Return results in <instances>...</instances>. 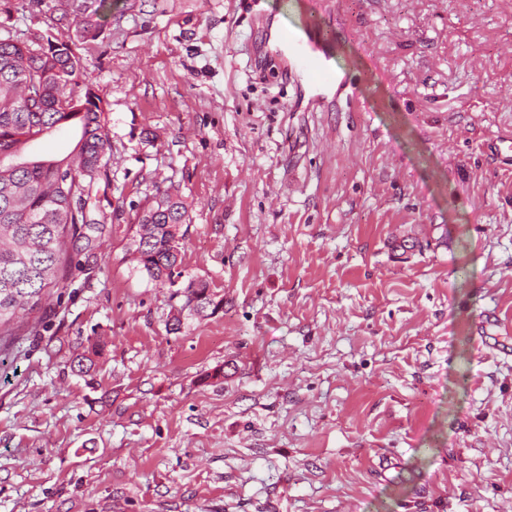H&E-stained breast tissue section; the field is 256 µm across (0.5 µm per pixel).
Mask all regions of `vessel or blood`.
<instances>
[{"label": "vessel or blood", "instance_id": "1", "mask_svg": "<svg viewBox=\"0 0 512 512\" xmlns=\"http://www.w3.org/2000/svg\"><path fill=\"white\" fill-rule=\"evenodd\" d=\"M335 39V27L321 26L312 17L302 31L280 28L269 34L261 53L280 60L284 70L311 91L313 103L322 105L338 83L335 69L327 63Z\"/></svg>", "mask_w": 512, "mask_h": 512}]
</instances>
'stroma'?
<instances>
[{
  "mask_svg": "<svg viewBox=\"0 0 512 512\" xmlns=\"http://www.w3.org/2000/svg\"><path fill=\"white\" fill-rule=\"evenodd\" d=\"M313 106L258 75L264 24L307 0H114L97 38L57 0L0 32L69 43L112 143L100 245H72L0 354V512H512V0H332ZM78 124L22 145L72 152ZM191 204L182 266L138 264L141 206ZM98 348L88 372L76 357Z\"/></svg>",
  "mask_w": 512,
  "mask_h": 512,
  "instance_id": "obj_1",
  "label": "stroma"
}]
</instances>
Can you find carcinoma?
I'll list each match as a JSON object with an SVG mask.
<instances>
[{
  "label": "carcinoma",
  "mask_w": 512,
  "mask_h": 512,
  "mask_svg": "<svg viewBox=\"0 0 512 512\" xmlns=\"http://www.w3.org/2000/svg\"><path fill=\"white\" fill-rule=\"evenodd\" d=\"M59 7L81 18L82 37L94 38L112 0H59ZM42 40V35L28 43L0 37V157L4 148L14 156L25 140L64 122H79L81 139L76 152L60 159L0 163V341L5 344L15 336V318L35 310L44 289L64 280L65 240L86 237V229L100 230L90 216L91 188L112 153L101 109L60 111L61 103L85 96L80 57L67 43L49 40L43 46ZM190 212L182 195L167 190L136 213L135 223L153 225L149 239L139 242L138 263L162 287L174 286L163 271L177 264L167 225L191 223ZM177 276L185 277L186 270ZM207 290V284L188 277L182 289L186 305L201 312L222 308L224 300L206 295Z\"/></svg>",
  "instance_id": "obj_1"
}]
</instances>
